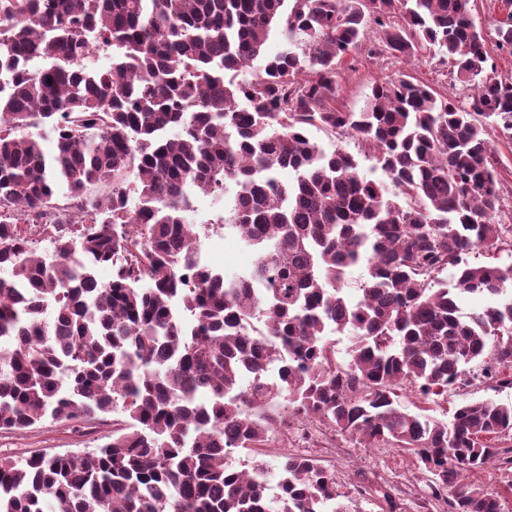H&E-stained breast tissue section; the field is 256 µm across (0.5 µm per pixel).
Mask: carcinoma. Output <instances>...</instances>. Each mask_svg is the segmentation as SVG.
Here are the masks:
<instances>
[{"label":"carcinoma","instance_id":"1","mask_svg":"<svg viewBox=\"0 0 512 512\" xmlns=\"http://www.w3.org/2000/svg\"><path fill=\"white\" fill-rule=\"evenodd\" d=\"M473 5L0 0V430L114 416L93 452L1 455L0 512H348L320 459L284 454L274 473L260 451L312 418L413 454L448 512H503L463 480L512 468V404L467 402L446 422L403 394L444 395L475 362L512 385L499 371L512 368V265L467 259L512 252V226L495 220L505 162L486 138L512 142V78L485 74ZM274 30L285 49L267 58ZM496 33L512 57V10ZM90 37L112 48L109 67L87 65ZM364 48L439 55L467 94L406 76L345 110L339 65ZM30 58L46 65L28 72ZM255 62L253 80H234ZM38 124L56 135L50 159L22 133ZM312 127L357 138L387 180L323 150ZM198 193L224 200L249 270L197 263ZM57 207L78 218L40 225L45 259L16 217ZM360 265L352 300L344 275ZM485 294L502 299L457 312ZM345 331L341 364L330 336Z\"/></svg>","mask_w":512,"mask_h":512}]
</instances>
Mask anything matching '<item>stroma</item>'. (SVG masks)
<instances>
[{"instance_id":"obj_1","label":"stroma","mask_w":512,"mask_h":512,"mask_svg":"<svg viewBox=\"0 0 512 512\" xmlns=\"http://www.w3.org/2000/svg\"><path fill=\"white\" fill-rule=\"evenodd\" d=\"M451 68L438 58L421 55L409 61L380 55L370 57L360 52L346 56L341 62V78L337 91L339 105L350 111L359 110L373 83L385 79L414 76L439 91L460 95L454 87ZM201 247L208 264L227 274L241 273L251 264L252 256L234 232L224 237L210 236ZM477 398L512 403V386L493 384L458 385L437 401L410 395L411 410L425 409L435 418L451 420L459 404ZM111 424L87 425L76 422L47 420L25 433L0 432V454L17 457L33 450L51 452L91 451L102 445ZM325 466L336 473V492L349 512H439L440 503L434 498L429 476L417 465L413 455L400 448H366L358 442L337 437L336 450L324 457ZM381 486L391 493V500L366 494V486Z\"/></svg>"}]
</instances>
